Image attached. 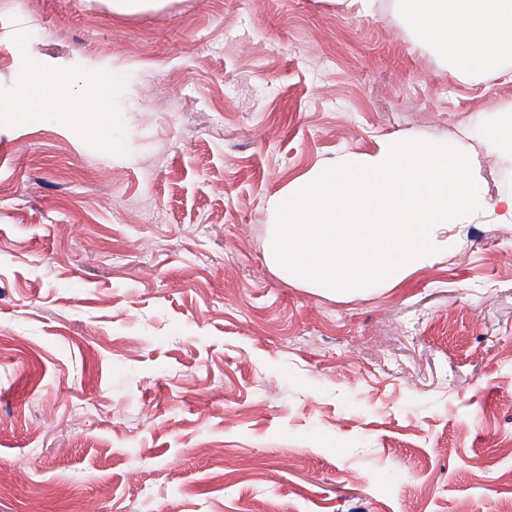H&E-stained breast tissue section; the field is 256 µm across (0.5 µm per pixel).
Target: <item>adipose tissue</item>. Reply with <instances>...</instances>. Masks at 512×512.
Instances as JSON below:
<instances>
[{"label":"adipose tissue","instance_id":"adipose-tissue-1","mask_svg":"<svg viewBox=\"0 0 512 512\" xmlns=\"http://www.w3.org/2000/svg\"><path fill=\"white\" fill-rule=\"evenodd\" d=\"M409 26L440 46L456 73L498 70L512 57V0H399ZM73 78L62 70L36 69L16 86L0 112L32 124L57 112L81 120H104L98 101L72 91Z\"/></svg>","mask_w":512,"mask_h":512}]
</instances>
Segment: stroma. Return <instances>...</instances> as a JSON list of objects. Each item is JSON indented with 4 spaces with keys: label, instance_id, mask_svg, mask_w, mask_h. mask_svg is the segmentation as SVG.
Returning <instances> with one entry per match:
<instances>
[{
    "label": "stroma",
    "instance_id": "1",
    "mask_svg": "<svg viewBox=\"0 0 512 512\" xmlns=\"http://www.w3.org/2000/svg\"><path fill=\"white\" fill-rule=\"evenodd\" d=\"M46 63L105 121H0V512H512V223L362 294L265 256L276 191L383 139L496 201L512 59L450 75L398 0H0V95ZM162 0H109L112 12L120 15H134L162 5ZM485 139L489 146L512 153V104L499 108L485 128Z\"/></svg>",
    "mask_w": 512,
    "mask_h": 512
}]
</instances>
